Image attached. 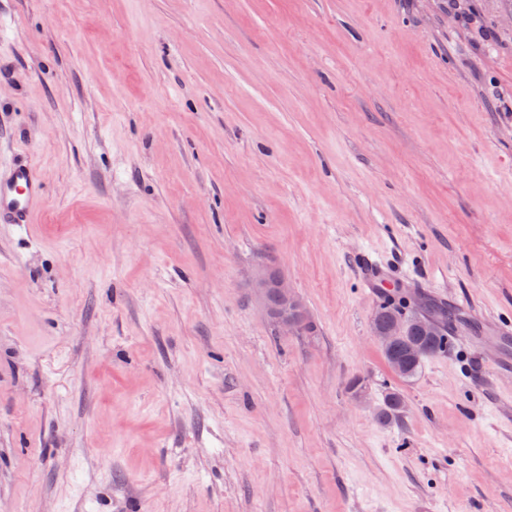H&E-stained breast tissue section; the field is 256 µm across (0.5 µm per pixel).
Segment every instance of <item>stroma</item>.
<instances>
[{"mask_svg": "<svg viewBox=\"0 0 512 512\" xmlns=\"http://www.w3.org/2000/svg\"><path fill=\"white\" fill-rule=\"evenodd\" d=\"M0 159V512H512V0H0ZM44 197V185L31 165H0L1 224H31ZM258 288L262 290L265 295L267 288H276L282 303V311L278 318L275 320L279 331L282 332H298L301 327L296 322L295 318L298 315L305 313V308L302 302L293 294L288 285L280 276H274L271 269H267L263 277L258 282ZM443 320V328L439 335L436 336L440 326V320L434 317H427L420 320L419 328L415 326V313L403 312L400 308L384 303L378 307L374 317V329L384 328V330H375V336L379 339L382 347H390L388 351H384L385 359L391 368V361H399L405 364L402 372H396L399 377L404 380H410L418 376L423 359L437 354H443L448 350L449 330L452 322L455 320V312L449 309L439 308L435 310ZM399 320H404L406 325ZM407 331L404 335V332ZM399 340L394 342L397 338ZM394 343V344H393ZM393 344V345H392ZM392 346V347H391ZM417 348L418 358H411L409 350Z\"/></svg>", "mask_w": 512, "mask_h": 512, "instance_id": "35a3bbf8", "label": "stroma"}]
</instances>
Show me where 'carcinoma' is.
<instances>
[{"instance_id":"carcinoma-1","label":"carcinoma","mask_w":512,"mask_h":512,"mask_svg":"<svg viewBox=\"0 0 512 512\" xmlns=\"http://www.w3.org/2000/svg\"><path fill=\"white\" fill-rule=\"evenodd\" d=\"M435 313L442 318L443 328L437 336H424L415 326L414 313L404 312L388 302L380 305L376 310L374 317L376 328H384L395 319L406 322L405 336L394 342L392 347L384 352L387 361H399L405 364V369L399 373V377L404 380L418 376L424 358L448 351L449 330L455 320V312L439 308ZM403 407L404 402L399 393L395 391L387 393L384 408L378 414L379 420L390 423L398 419Z\"/></svg>"}]
</instances>
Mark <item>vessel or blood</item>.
<instances>
[{
  "label": "vessel or blood",
  "instance_id": "vessel-or-blood-1",
  "mask_svg": "<svg viewBox=\"0 0 512 512\" xmlns=\"http://www.w3.org/2000/svg\"><path fill=\"white\" fill-rule=\"evenodd\" d=\"M44 197V185L31 165H0L1 224L32 223Z\"/></svg>",
  "mask_w": 512,
  "mask_h": 512
}]
</instances>
